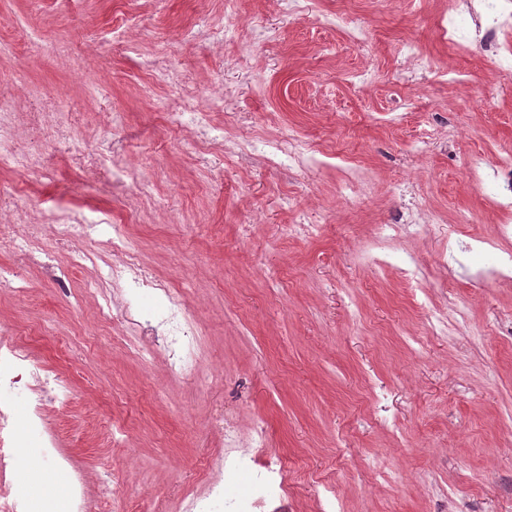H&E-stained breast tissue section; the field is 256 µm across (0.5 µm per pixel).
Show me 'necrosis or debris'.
<instances>
[{
  "instance_id": "necrosis-or-debris-1",
  "label": "necrosis or debris",
  "mask_w": 512,
  "mask_h": 512,
  "mask_svg": "<svg viewBox=\"0 0 512 512\" xmlns=\"http://www.w3.org/2000/svg\"><path fill=\"white\" fill-rule=\"evenodd\" d=\"M450 8L436 25L443 42L458 52L467 44L461 34L466 23H473V38L495 60L500 69L512 68V43L505 35L512 31V0H448ZM27 119L31 125L50 123L57 147L71 149V132L75 115L58 109L55 102L42 97L31 101ZM18 114L0 106V170L34 172L40 168L36 151L19 138ZM469 178L480 189L484 203L499 217L498 240L493 247L498 260L482 270L483 282L512 279V154L494 155L479 151L468 159ZM109 216L97 212L51 208L44 222H26L23 229L12 224L0 225V247L8 246L15 262L0 267V284L11 287L18 295L30 289L27 267L41 262L44 274L57 285H65L85 254L77 248L80 241L104 228ZM51 236L55 243L69 248L67 264L58 265L42 259L41 239ZM110 279L112 318L131 331L132 348L140 358L151 356L157 346H164L169 366L177 372L191 371L199 349L200 323L183 289L166 283L153 284L151 273L140 264L130 239L113 236ZM155 286L163 303L157 318L148 317L137 305L142 288ZM28 392V405L18 413L0 411V512H44L39 501L17 494L11 471L17 463L27 436L33 432L45 435V460L52 474L65 473L70 478V495L57 512H90L84 495L83 479L72 472L68 459L60 452L57 439L48 433L47 408L64 406L69 400L66 381L41 373L33 363L27 344L10 329L0 330V393L17 388ZM224 449L216 461L207 462L209 477L202 487L180 503L181 512H257L268 500L282 499L287 493L284 465L277 462L257 472L253 449L266 445L263 428H256L250 448H243L232 426L219 429Z\"/></svg>"
}]
</instances>
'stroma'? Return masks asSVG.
<instances>
[{"label": "stroma", "mask_w": 512, "mask_h": 512, "mask_svg": "<svg viewBox=\"0 0 512 512\" xmlns=\"http://www.w3.org/2000/svg\"><path fill=\"white\" fill-rule=\"evenodd\" d=\"M244 22L222 39L224 12ZM448 0H310L297 14L275 0H0V101L35 88L81 117L88 150L119 147L153 199L112 191L66 161L44 132L21 126L40 172H0V190L31 217L63 204L124 225L157 279L185 285L201 323L194 373L131 354L102 296L85 294L112 259V238L60 293L39 268L30 292L0 290V326L27 341L33 362L71 387L46 419L86 475L93 512H134L199 486L220 450L216 415L250 437L266 428L258 466L286 460L287 512H318L325 487L336 512H512V283L482 285L447 261L449 244L494 239L496 226L467 180L469 154L512 149V80L479 44L456 53L435 38ZM340 12L361 28L320 25ZM203 30L188 36L184 24ZM411 41L439 71H470L466 88L438 74L404 76L394 47ZM175 82L147 87L148 63ZM376 75L367 89L354 70ZM223 101L210 112L223 150L203 153L193 128L161 122L160 106ZM121 123H113V113ZM301 137L332 166L299 176L246 140ZM370 169L367 198L345 199L341 169ZM411 180L438 224H410ZM293 197L295 208L285 199ZM469 209L468 224L453 221ZM404 219L388 253L412 255L421 286L370 260L379 227Z\"/></svg>", "instance_id": "obj_1"}]
</instances>
